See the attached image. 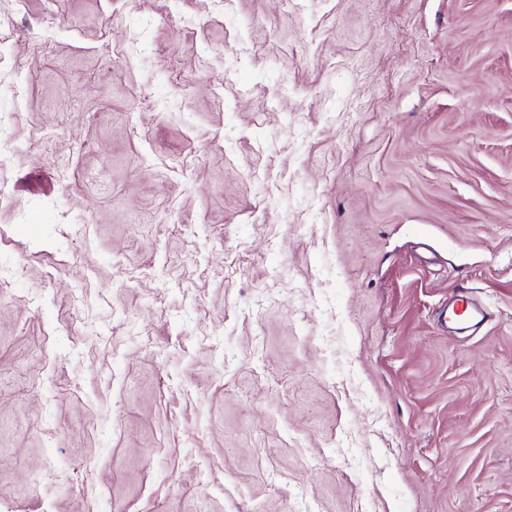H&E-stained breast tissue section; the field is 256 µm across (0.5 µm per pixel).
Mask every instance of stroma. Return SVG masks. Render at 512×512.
<instances>
[{
    "instance_id": "obj_1",
    "label": "stroma",
    "mask_w": 512,
    "mask_h": 512,
    "mask_svg": "<svg viewBox=\"0 0 512 512\" xmlns=\"http://www.w3.org/2000/svg\"><path fill=\"white\" fill-rule=\"evenodd\" d=\"M0 10V512H512V0Z\"/></svg>"
}]
</instances>
